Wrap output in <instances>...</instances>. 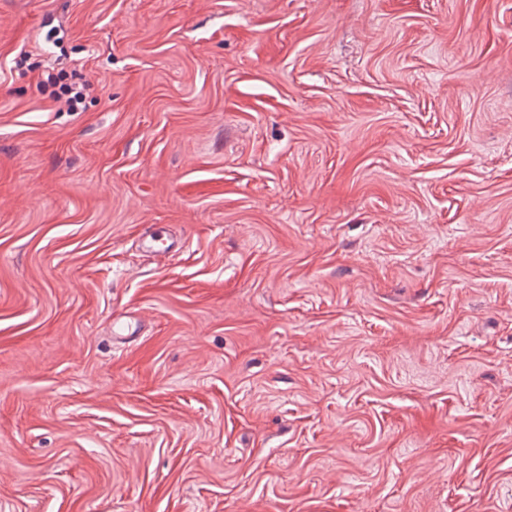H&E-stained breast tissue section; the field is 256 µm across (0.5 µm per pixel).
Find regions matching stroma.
<instances>
[{
	"label": "stroma",
	"mask_w": 512,
	"mask_h": 512,
	"mask_svg": "<svg viewBox=\"0 0 512 512\" xmlns=\"http://www.w3.org/2000/svg\"><path fill=\"white\" fill-rule=\"evenodd\" d=\"M0 512H512V0H0ZM59 76L48 75L47 81L54 86H58V91H55L57 96L56 100L64 99L65 104L71 112H78L79 105L82 104V88H75L72 85L63 83L59 80Z\"/></svg>",
	"instance_id": "1"
}]
</instances>
